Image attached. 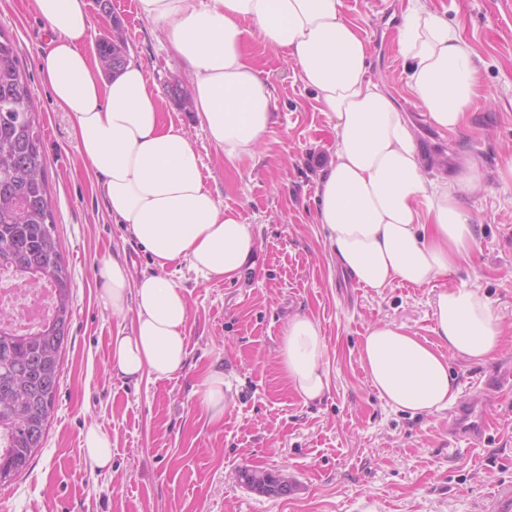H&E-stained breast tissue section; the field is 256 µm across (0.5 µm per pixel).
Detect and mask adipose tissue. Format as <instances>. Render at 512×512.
I'll return each mask as SVG.
<instances>
[{
  "label": "adipose tissue",
  "mask_w": 512,
  "mask_h": 512,
  "mask_svg": "<svg viewBox=\"0 0 512 512\" xmlns=\"http://www.w3.org/2000/svg\"><path fill=\"white\" fill-rule=\"evenodd\" d=\"M56 41L40 68L72 123L83 159L102 178L114 223L153 257L155 272L132 278L120 261L102 262L96 296L118 325L109 340L113 376L137 382L172 377L187 356L189 308L168 266L233 280L257 250L250 225L216 200L184 129L165 118L143 66L127 61L104 75L86 51L93 28L81 0H33ZM341 0H138L186 65L199 124L235 162L254 157L273 124L271 93L245 48L247 37L281 52L315 93L336 132L317 188L326 246L359 285L382 291L451 274L477 244L466 209L482 178L465 158L429 178L417 132L396 98L368 76L371 43L347 21ZM407 85L438 132L468 125L481 78L472 47L428 0H407L396 26ZM432 347L396 326L368 330L358 348L372 387L413 415L453 405L460 393L449 357L482 364L499 352L500 317L477 289L441 291ZM319 322L297 313L282 329L278 365L304 402L330 390Z\"/></svg>",
  "instance_id": "ef3b65f1"
}]
</instances>
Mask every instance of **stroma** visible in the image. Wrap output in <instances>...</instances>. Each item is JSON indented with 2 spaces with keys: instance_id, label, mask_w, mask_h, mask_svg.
Returning <instances> with one entry per match:
<instances>
[{
  "instance_id": "stroma-1",
  "label": "stroma",
  "mask_w": 512,
  "mask_h": 512,
  "mask_svg": "<svg viewBox=\"0 0 512 512\" xmlns=\"http://www.w3.org/2000/svg\"><path fill=\"white\" fill-rule=\"evenodd\" d=\"M97 27L120 24L126 58L142 63L168 118L183 125L214 197L251 226L255 262L232 281L196 278L187 265L168 267L189 307L188 355L172 377L125 383L108 369V341L117 321L96 298L102 260L125 262L131 276L152 270L151 255L113 223L98 178L89 172L39 69L50 48L32 0H0V31L15 43L43 128L55 231L72 281V320L63 356L55 416L29 468L0 485V512H495L512 497V388L492 385L512 371V0H429L470 44L481 95L470 130L435 135L411 95L386 23L400 0H342L345 18L373 46L369 76L389 90L417 125L429 176L462 156L478 163L483 182L468 199L477 246L467 262L429 285L396 283L383 292L344 277L315 221V192L335 144L290 61L256 38L247 51L267 81L276 122L255 158L232 164L209 142L191 103L171 89L190 76L163 33L138 12L137 0H112L101 13L83 0ZM466 285L501 314L504 342L495 359L449 364L460 400L475 399L488 417L482 444L448 435L451 409L410 416L392 410L372 388L358 358L376 324L408 329L431 345L437 294ZM321 325L331 390L305 404L280 372L277 349L289 316ZM232 390L222 420H211L202 383L212 369ZM92 423L112 436V464L92 468L82 433ZM243 468L288 477L283 496L260 495L237 481Z\"/></svg>"
}]
</instances>
